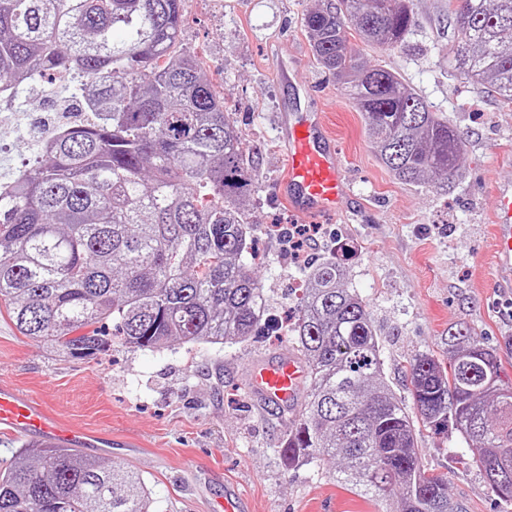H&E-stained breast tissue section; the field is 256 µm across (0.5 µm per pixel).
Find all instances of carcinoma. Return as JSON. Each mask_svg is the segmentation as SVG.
<instances>
[{
	"label": "carcinoma",
	"mask_w": 512,
	"mask_h": 512,
	"mask_svg": "<svg viewBox=\"0 0 512 512\" xmlns=\"http://www.w3.org/2000/svg\"><path fill=\"white\" fill-rule=\"evenodd\" d=\"M182 0H0V99L38 75L79 70L93 120L64 129L0 194V305L24 336L73 357L224 344L268 316L245 269L242 198L258 182L222 94L195 52L175 54ZM454 70L512 107V0H448ZM411 0H317L303 17L319 64L345 85L381 163L406 182L459 175L464 141L401 77L351 47L405 44ZM336 260L294 293L292 347L310 370L278 452L288 468L334 461L347 490L391 512H455L421 465L416 426L383 382L368 304ZM444 365L413 359L422 423L452 425L494 495L512 504V385L497 349L459 329ZM0 512H154L144 478L74 448H23L0 468Z\"/></svg>",
	"instance_id": "obj_1"
}]
</instances>
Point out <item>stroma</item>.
Instances as JSON below:
<instances>
[{
	"label": "stroma",
	"instance_id": "1",
	"mask_svg": "<svg viewBox=\"0 0 512 512\" xmlns=\"http://www.w3.org/2000/svg\"><path fill=\"white\" fill-rule=\"evenodd\" d=\"M312 0H183L180 47L200 53L224 90V107L259 175L243 201L261 261L260 277L276 333L221 346L208 343L133 350L113 343L94 359H77L22 336L0 315V384L37 397L71 426L104 437L90 460L132 469L145 479L156 512H217L234 491L251 512H377L339 486L334 466L287 469L277 453L285 427L247 396L242 370L290 345L292 288L309 261L337 257L347 286L369 304L378 331L383 377L407 398L410 363L429 353L448 360V333L467 327L497 348L512 382V290L493 273L494 184H512V110L489 85L461 77L450 64L456 34L448 0H413L414 27L403 47L354 41L368 63L396 72L464 137L459 176L447 188L412 184L379 161L364 120L336 78L316 61L301 18ZM20 91L0 114V183L32 162L38 141L86 114L62 81ZM321 104L344 163L347 194L335 214L305 218L277 196L286 172L280 148L284 116ZM318 226L301 252L284 249L268 225ZM424 468L444 476L462 512H512L485 483L473 453L454 429L418 427Z\"/></svg>",
	"mask_w": 512,
	"mask_h": 512
}]
</instances>
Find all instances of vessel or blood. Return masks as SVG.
<instances>
[{"instance_id": "obj_1", "label": "vessel or blood", "mask_w": 512, "mask_h": 512, "mask_svg": "<svg viewBox=\"0 0 512 512\" xmlns=\"http://www.w3.org/2000/svg\"><path fill=\"white\" fill-rule=\"evenodd\" d=\"M288 173L281 197L301 215L335 212L336 204L347 192V183L336 147L328 136L319 111L286 126ZM495 199L493 233L495 274L512 273V186L498 185ZM308 371L290 349L251 363L245 371L246 391L265 408L287 418L301 400ZM0 432L13 436L41 437L70 448L98 445L97 437L64 425L53 417L36 398L0 385Z\"/></svg>"}]
</instances>
